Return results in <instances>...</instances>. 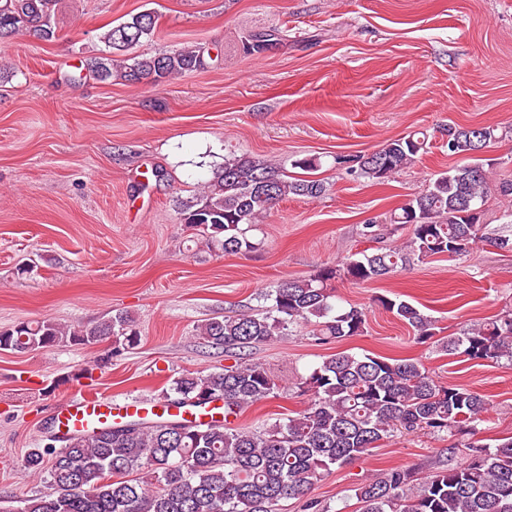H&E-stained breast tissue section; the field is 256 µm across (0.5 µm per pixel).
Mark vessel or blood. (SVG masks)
<instances>
[{"label":"vessel or blood","instance_id":"vessel-or-blood-1","mask_svg":"<svg viewBox=\"0 0 512 512\" xmlns=\"http://www.w3.org/2000/svg\"><path fill=\"white\" fill-rule=\"evenodd\" d=\"M167 404L131 400L117 403L109 398L83 395L70 399L55 415V428L60 436L86 433L94 428L120 422L122 419L141 413L167 411Z\"/></svg>","mask_w":512,"mask_h":512}]
</instances>
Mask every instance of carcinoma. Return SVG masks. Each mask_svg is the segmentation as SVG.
<instances>
[{"mask_svg":"<svg viewBox=\"0 0 512 512\" xmlns=\"http://www.w3.org/2000/svg\"><path fill=\"white\" fill-rule=\"evenodd\" d=\"M55 5L56 0H0V40L16 35L53 40ZM157 25L158 15L144 11L106 29L100 39L108 52L86 64L88 74L104 83L116 77L158 85L207 66L199 49L127 57ZM281 40L277 29L252 31L242 49L261 54ZM495 131L493 126L448 125V154L468 155L472 162L439 173L391 217L392 224L410 225L405 244L362 252L313 278L285 280L272 290L267 311L213 318L197 327L198 336L211 346L244 350L275 341L299 323L313 325L321 343L360 334L366 312L339 306L328 282L340 276L356 283L383 280L416 259L468 253L479 239L480 215L473 211L486 196L490 166L477 152L497 139ZM426 144L427 136L417 132L391 139L360 156L348 171L385 183L425 153ZM325 191L317 179H290L258 158L233 156L224 159L193 200L179 203L178 214L182 223L204 234L208 245L231 254L253 247L247 233L277 202L289 196L318 199ZM377 304L415 329L418 342L435 336L434 322L412 303L382 295ZM111 337L127 349L141 340L133 320L116 314L92 325L22 322L0 331V350L90 347ZM439 342L450 355L512 359V313ZM296 385L310 396L304 410L246 430L229 427V418L281 389L266 367L244 360L183 374L173 379L164 398L172 406L217 403L218 416L207 422L161 416L129 420L71 435L60 449L34 448L24 467L46 475L48 491L24 501L16 512H275L281 500L306 495L333 467L369 454L397 432L421 431L456 439L447 462L423 477L397 467L366 480L355 493L361 512H512V438L493 447L475 439L489 411L480 393L435 381L413 358L346 351L326 356ZM458 453L460 463L454 460ZM140 471L150 480L133 477Z\"/></svg>","mask_w":512,"mask_h":512,"instance_id":"carcinoma-1","label":"carcinoma"}]
</instances>
